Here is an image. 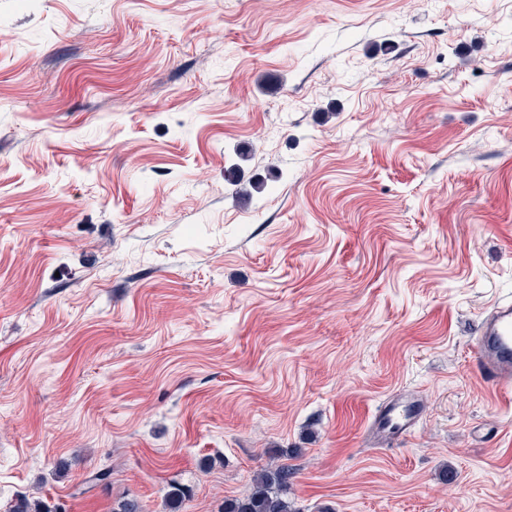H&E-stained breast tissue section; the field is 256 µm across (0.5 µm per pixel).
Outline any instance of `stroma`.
Instances as JSON below:
<instances>
[{"label": "stroma", "instance_id": "1", "mask_svg": "<svg viewBox=\"0 0 512 512\" xmlns=\"http://www.w3.org/2000/svg\"><path fill=\"white\" fill-rule=\"evenodd\" d=\"M508 296L512 0H0V512H512ZM474 370L486 383L512 392V299L499 300L483 316L474 340ZM413 397H393L384 403L372 426L377 443L388 446L395 440L411 435L419 421ZM294 470L284 464H268L254 475L251 492L224 501V512H301L288 497ZM112 485V468L111 466H101L88 474V476L80 483L77 493L85 494L95 488L107 489Z\"/></svg>", "mask_w": 512, "mask_h": 512}]
</instances>
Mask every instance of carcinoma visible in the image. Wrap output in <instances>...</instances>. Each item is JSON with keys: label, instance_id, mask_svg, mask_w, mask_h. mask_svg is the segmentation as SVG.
Instances as JSON below:
<instances>
[{"label": "carcinoma", "instance_id": "obj_1", "mask_svg": "<svg viewBox=\"0 0 512 512\" xmlns=\"http://www.w3.org/2000/svg\"><path fill=\"white\" fill-rule=\"evenodd\" d=\"M294 470L284 464H269L254 475L251 492L242 498L224 500V512H298L288 497ZM112 485V467L104 465L88 474L77 493ZM10 512H60L43 498L23 495L17 498Z\"/></svg>", "mask_w": 512, "mask_h": 512}]
</instances>
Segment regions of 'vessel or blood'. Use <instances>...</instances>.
Listing matches in <instances>:
<instances>
[{"label":"vessel or blood","instance_id":"vessel-or-blood-1","mask_svg":"<svg viewBox=\"0 0 512 512\" xmlns=\"http://www.w3.org/2000/svg\"><path fill=\"white\" fill-rule=\"evenodd\" d=\"M474 370L495 389L512 392V299L498 301L483 316L474 340ZM417 423L415 400L394 397L380 407L372 434L386 446L411 435Z\"/></svg>","mask_w":512,"mask_h":512}]
</instances>
